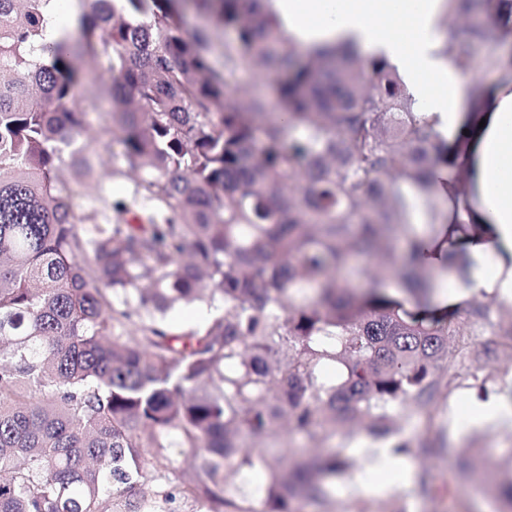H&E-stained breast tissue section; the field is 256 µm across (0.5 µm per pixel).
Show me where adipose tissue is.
<instances>
[{
  "instance_id": "obj_1",
  "label": "adipose tissue",
  "mask_w": 512,
  "mask_h": 512,
  "mask_svg": "<svg viewBox=\"0 0 512 512\" xmlns=\"http://www.w3.org/2000/svg\"><path fill=\"white\" fill-rule=\"evenodd\" d=\"M284 32L313 49L350 37L362 50L396 56L417 78L415 93L437 102L448 80L438 60L434 0H267ZM483 204L504 238L512 239V172L488 166Z\"/></svg>"
}]
</instances>
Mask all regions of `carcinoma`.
Wrapping results in <instances>:
<instances>
[{
    "label": "carcinoma",
    "instance_id": "carcinoma-1",
    "mask_svg": "<svg viewBox=\"0 0 512 512\" xmlns=\"http://www.w3.org/2000/svg\"><path fill=\"white\" fill-rule=\"evenodd\" d=\"M264 2L83 0L48 41L51 0H0V69L15 72L0 81V512H167L176 493L195 512H303L351 464L286 468L246 439L289 427L325 443L355 425L386 439L396 409L431 427L457 389L496 382L478 367L496 350L471 340L490 308L464 326L432 295L470 281L468 243L512 270L473 149L512 93V0H441L470 19L451 141L384 52L303 53ZM249 68L278 111L240 86ZM104 100L125 166L100 173L80 136ZM65 169L95 184L80 209ZM362 257L366 289L350 284ZM204 301L219 313L200 330L159 321ZM172 447L200 458L174 492ZM447 450L443 429L394 446ZM410 493L436 504L455 486L423 468ZM485 493L512 512V475ZM350 512L399 510L358 496Z\"/></svg>",
    "mask_w": 512,
    "mask_h": 512
}]
</instances>
